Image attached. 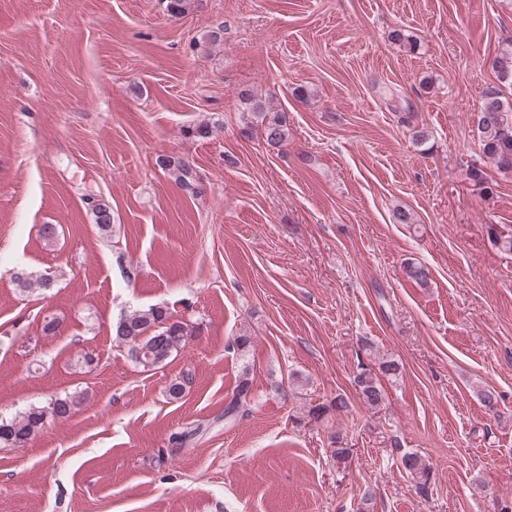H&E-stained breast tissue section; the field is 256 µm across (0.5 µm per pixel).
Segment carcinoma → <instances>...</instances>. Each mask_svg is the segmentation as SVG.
I'll return each instance as SVG.
<instances>
[{
  "instance_id": "1",
  "label": "carcinoma",
  "mask_w": 512,
  "mask_h": 512,
  "mask_svg": "<svg viewBox=\"0 0 512 512\" xmlns=\"http://www.w3.org/2000/svg\"><path fill=\"white\" fill-rule=\"evenodd\" d=\"M499 80L512 83V49L504 50L492 61ZM243 111L250 113L256 126L260 128L265 143L271 149H281L288 142V124L285 114L272 111L269 102L249 92L239 95ZM478 137L482 154L500 172H512V121L503 110L499 93L489 91L483 98L477 123ZM160 165L167 168L175 183L185 190L200 193V177L193 164L184 160L164 158ZM94 221L98 229L112 232V208L104 200L92 202ZM13 281L20 291L31 288L47 290L53 285L48 278H35L30 273L15 275ZM113 341L127 348L130 358L143 368H153L164 363L172 354L186 345L192 337L188 325L172 320L168 310L152 306L135 310L124 316L112 330ZM356 385L365 404L370 407L379 405L383 400L382 387L369 374L356 376ZM251 385L244 378L236 386L233 397L224 407V422L229 424L250 411ZM81 393L58 397L43 407H33L21 416L0 421V444L10 447H22L32 441L42 430L47 418L68 419L83 404ZM404 468L426 485L429 481V466L415 455L403 457Z\"/></svg>"
}]
</instances>
